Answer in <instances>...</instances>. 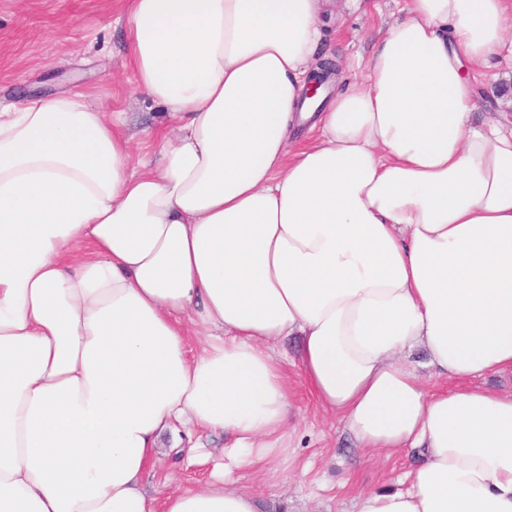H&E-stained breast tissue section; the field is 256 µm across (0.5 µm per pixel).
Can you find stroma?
<instances>
[{
    "instance_id": "stroma-1",
    "label": "stroma",
    "mask_w": 512,
    "mask_h": 512,
    "mask_svg": "<svg viewBox=\"0 0 512 512\" xmlns=\"http://www.w3.org/2000/svg\"><path fill=\"white\" fill-rule=\"evenodd\" d=\"M124 0H0V102L45 95L87 96L93 105L127 115L136 160L147 162L144 143L163 107L136 88L126 65ZM395 0H339L325 17L323 51L369 58ZM296 469L271 479L242 474L260 512H350L356 490H379L408 467L403 458L355 448L338 418L324 414L301 381H294ZM210 478L161 450L145 487L149 493L195 487Z\"/></svg>"
}]
</instances>
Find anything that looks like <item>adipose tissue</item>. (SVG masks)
<instances>
[{
    "label": "adipose tissue",
    "instance_id": "1",
    "mask_svg": "<svg viewBox=\"0 0 512 512\" xmlns=\"http://www.w3.org/2000/svg\"><path fill=\"white\" fill-rule=\"evenodd\" d=\"M332 5L127 0L166 111L145 169L82 95L0 106V512H258L238 476L294 460L291 336L357 448L419 458L352 512H512V391L481 383L512 373V124L472 125L462 78L512 63V0H404L304 112ZM175 424L224 446L157 498ZM209 479L210 466H188L186 460H180L168 448H162L145 487L150 494L160 497L166 491L199 486Z\"/></svg>",
    "mask_w": 512,
    "mask_h": 512
}]
</instances>
